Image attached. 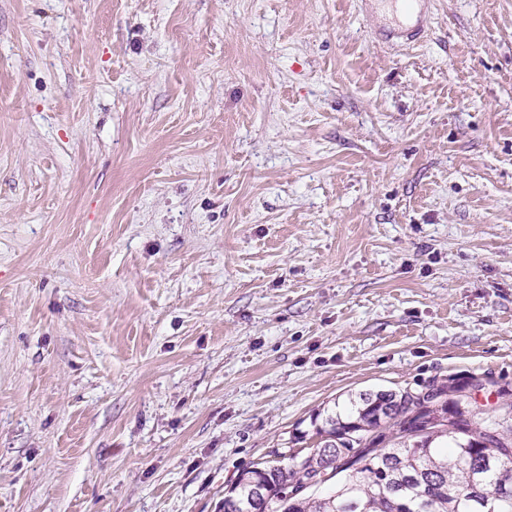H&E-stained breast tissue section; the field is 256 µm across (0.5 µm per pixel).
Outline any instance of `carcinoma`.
Here are the masks:
<instances>
[{"label":"carcinoma","instance_id":"cac0c4a2","mask_svg":"<svg viewBox=\"0 0 512 512\" xmlns=\"http://www.w3.org/2000/svg\"><path fill=\"white\" fill-rule=\"evenodd\" d=\"M476 377L360 393L315 427L306 455L242 471L224 512H512V391L475 408ZM339 474L332 494L310 493Z\"/></svg>","mask_w":512,"mask_h":512}]
</instances>
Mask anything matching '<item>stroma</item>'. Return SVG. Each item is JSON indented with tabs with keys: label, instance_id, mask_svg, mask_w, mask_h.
<instances>
[{
	"label": "stroma",
	"instance_id": "1",
	"mask_svg": "<svg viewBox=\"0 0 512 512\" xmlns=\"http://www.w3.org/2000/svg\"><path fill=\"white\" fill-rule=\"evenodd\" d=\"M0 0V512H224L363 391L512 388V0ZM430 6V0L416 1L412 13L404 12L400 17L394 18L386 36L409 42L420 39L428 29Z\"/></svg>",
	"mask_w": 512,
	"mask_h": 512
}]
</instances>
